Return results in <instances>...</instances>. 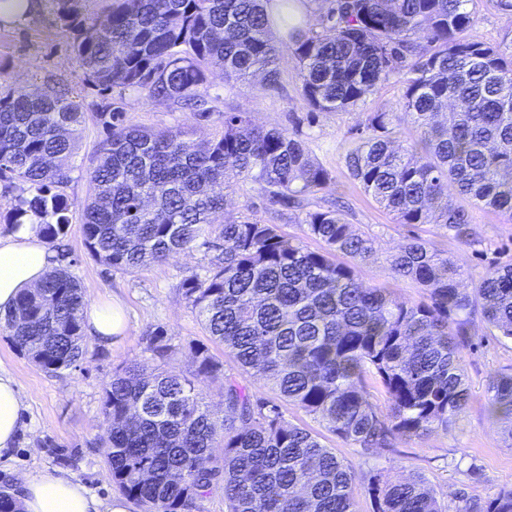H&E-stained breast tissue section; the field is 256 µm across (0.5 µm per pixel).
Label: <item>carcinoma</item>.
<instances>
[{"label": "carcinoma", "instance_id": "1", "mask_svg": "<svg viewBox=\"0 0 512 512\" xmlns=\"http://www.w3.org/2000/svg\"><path fill=\"white\" fill-rule=\"evenodd\" d=\"M54 2L85 83L103 94L96 116L107 138L90 174L91 200L77 206L59 188L85 124L81 103L63 85H0V182L14 193L7 223L33 215L54 243L76 206L89 253L127 272L197 245L219 250L180 288L238 368L227 373L193 346L189 376L116 371L102 397L113 483L153 512H184L218 484L225 512H356L354 466L318 433L285 422L281 402L320 419L363 456L448 433L469 399L461 344L471 316L480 312L512 339V265L487 270L471 290L461 260L410 238L390 270L395 283L425 288L426 299L412 302L364 281L376 240L337 210H308L299 220L320 251L274 224H218L240 182L280 201L323 189L329 172L299 131L257 125L247 111L224 113L221 130L190 147L180 128L125 124L112 93L185 102L207 121L211 66H222L226 82L273 86L285 47L316 112L352 108L398 75L399 111L367 115L345 166L397 223L467 238L463 200L512 221V41L491 46L467 36L474 0H313L316 22L305 19L283 38L271 29L267 0H108L101 16L78 0ZM406 122L415 136L405 137ZM84 307L81 286L56 268L0 313V330L56 373L83 358ZM145 339L155 358L169 355L163 328ZM204 380L222 381L218 401L203 394ZM249 381L271 386L279 400ZM374 390L384 405L372 401ZM488 393V412L512 444V373L494 374ZM363 479L372 512H444L419 475ZM479 512H512V490Z\"/></svg>", "mask_w": 512, "mask_h": 512}]
</instances>
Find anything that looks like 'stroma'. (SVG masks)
<instances>
[{"instance_id": "1", "label": "stroma", "mask_w": 512, "mask_h": 512, "mask_svg": "<svg viewBox=\"0 0 512 512\" xmlns=\"http://www.w3.org/2000/svg\"><path fill=\"white\" fill-rule=\"evenodd\" d=\"M39 10L11 24H0V77L6 83L36 90L54 79L80 96L87 111L84 130L72 160L70 181L63 192L69 200L84 201L91 193L89 173L98 144L107 132L93 109L98 90L85 84L83 73L72 58L71 35L62 27L53 0H39ZM474 37L491 45L512 39V17L494 8L491 0H476L471 30ZM208 93L213 113L198 120L190 107L169 101L145 102L133 92L121 105L127 123L148 129L184 127L207 136L220 127L224 112L246 110L253 120L268 127L297 129L312 157L328 170L331 179L318 192L298 196L294 202L272 201L253 183L238 184L230 192L225 218L248 215L264 224L278 225L286 234L301 233L300 218L306 211L342 205L345 219L357 231L375 238L378 252L363 267V277L372 285L390 282L388 258L395 247L414 236L434 240L437 247L462 259L471 283H478L489 268L512 264V222L493 210L470 206L473 243L455 236L439 235L430 224H399L393 215L366 194L348 173L344 157L354 145L355 125L368 113L395 111L403 84L393 76L377 86L374 94L356 107L337 112L310 114L305 104L292 52H284L276 86L258 79L225 83L220 66L210 69ZM58 247L66 251L69 273L82 286L87 303L116 296L124 304L127 330L121 341L104 345L86 340L79 367L47 373L20 354L0 334V370L10 373L22 399L21 432L6 458L0 460V491H13L19 475L37 476L64 471L82 481L101 497L117 496L107 465L103 441L107 425L102 396L115 370L131 362L152 363L144 340L146 332L163 327L172 354L167 370L190 373V345L207 347L222 360L225 370L235 371L225 358L223 344L211 339L180 288L189 271L202 270L211 258L203 247L171 256L165 263L151 264L130 273L108 270L92 257L84 243L79 216H72ZM471 336L462 349V365L469 380L470 399L452 430L421 439L400 441L396 453L360 456L343 443L325 423L292 405H283L287 422L317 432L322 442L339 458L362 473L378 471L390 476L418 474L435 490L446 512H458L464 504L485 505L500 493L512 490V446L505 443L500 424L487 412V386L497 372L512 371V340L498 336L481 317H474Z\"/></svg>"}]
</instances>
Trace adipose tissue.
Returning <instances> with one entry per match:
<instances>
[{"mask_svg": "<svg viewBox=\"0 0 512 512\" xmlns=\"http://www.w3.org/2000/svg\"><path fill=\"white\" fill-rule=\"evenodd\" d=\"M55 266L36 218L27 219L7 237H0V311L12 309L18 295L36 288ZM88 338L110 344L124 334L119 301L93 304L83 313ZM22 401L15 380L0 372V457L9 452L19 433ZM20 512H127L124 501L102 498L66 473L22 477L15 494Z\"/></svg>", "mask_w": 512, "mask_h": 512, "instance_id": "1", "label": "adipose tissue"}]
</instances>
